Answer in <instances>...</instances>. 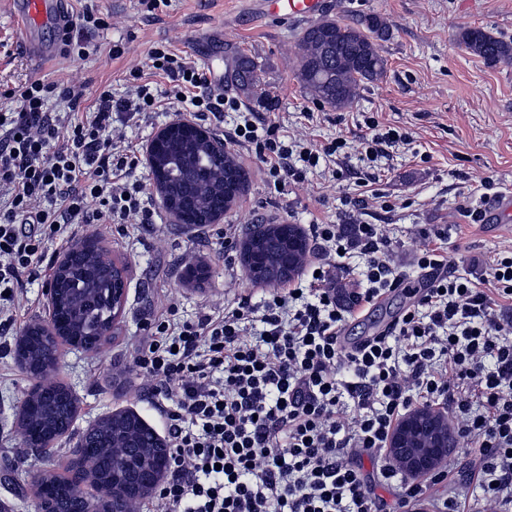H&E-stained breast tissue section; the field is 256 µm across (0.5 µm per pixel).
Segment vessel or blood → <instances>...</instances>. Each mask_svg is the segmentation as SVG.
Returning <instances> with one entry per match:
<instances>
[{
	"label": "vessel or blood",
	"mask_w": 512,
	"mask_h": 512,
	"mask_svg": "<svg viewBox=\"0 0 512 512\" xmlns=\"http://www.w3.org/2000/svg\"><path fill=\"white\" fill-rule=\"evenodd\" d=\"M264 2L266 14L285 24L312 20L327 8L326 0H287L283 9L276 0ZM12 13L28 56L37 61L53 57L54 44L49 36L71 21L67 0H12Z\"/></svg>",
	"instance_id": "1"
}]
</instances>
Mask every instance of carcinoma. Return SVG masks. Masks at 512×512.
<instances>
[{"label":"carcinoma","mask_w":512,"mask_h":512,"mask_svg":"<svg viewBox=\"0 0 512 512\" xmlns=\"http://www.w3.org/2000/svg\"><path fill=\"white\" fill-rule=\"evenodd\" d=\"M389 35V25L380 17L367 16L354 26L330 19L310 25L300 40L296 54L298 78L316 99L337 110L351 107L359 90L379 80L386 62L378 41ZM458 43L490 64L512 62V42L480 29L465 27L457 34ZM245 91L257 86L254 63L243 56L232 71ZM154 178L163 187L166 198L177 208H185L187 227L211 223L212 217L226 209L243 191L247 176L243 168L227 161L222 144L207 138L181 135L176 147L158 157ZM292 229L284 224H255L245 243L265 260L260 283L283 284L292 279L283 269L288 256ZM126 264H117L109 250L97 247L91 252L75 251L70 267L58 275L55 305L65 318L63 332L71 339L96 350L112 327V297ZM52 337L33 327L17 356L21 367L37 381V386L52 395L25 414L27 428L38 434L28 440L30 448L51 453L49 440L69 432L76 415L75 401L66 388L51 380L57 357ZM158 449L151 429L135 416L118 418L113 425L87 430L78 443V454L67 465L71 472L79 458L92 455L98 460L93 475L97 484L112 483L114 467L124 468L128 477L139 481L144 473L138 460ZM43 495L54 512H75L76 499L65 482L53 474L41 476Z\"/></svg>","instance_id":"carcinoma-1"}]
</instances>
